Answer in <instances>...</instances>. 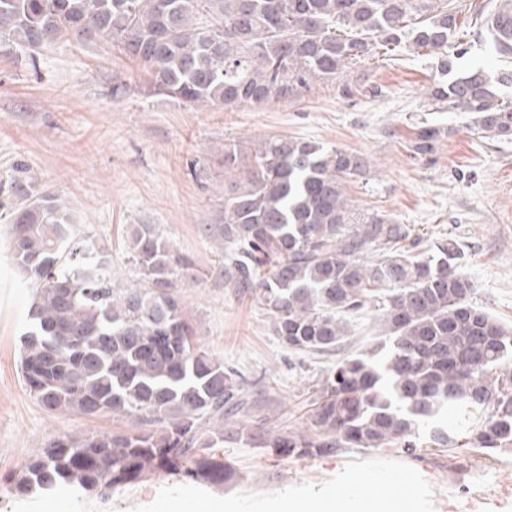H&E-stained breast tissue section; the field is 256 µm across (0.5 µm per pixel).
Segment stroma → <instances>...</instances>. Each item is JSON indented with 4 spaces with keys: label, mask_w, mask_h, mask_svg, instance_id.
Returning <instances> with one entry per match:
<instances>
[{
    "label": "stroma",
    "mask_w": 512,
    "mask_h": 512,
    "mask_svg": "<svg viewBox=\"0 0 512 512\" xmlns=\"http://www.w3.org/2000/svg\"><path fill=\"white\" fill-rule=\"evenodd\" d=\"M456 3L457 39L466 48L457 70L481 63L494 74L512 71V59L494 55L486 28L475 21L493 0ZM437 73V56L404 49L365 57L294 98L225 110L154 94L147 75L117 47L64 38L42 49L32 66L0 54V182L22 164L36 192L61 197L78 233L106 250L117 288L138 278L127 253L128 225H157L199 274L175 290L198 344L250 382L247 403L229 425L308 432L326 373L376 346L378 312L356 315L336 353L297 352L274 334L258 292L225 284L220 251L200 231L224 214V146L288 135L362 154L368 168L347 188L355 217L378 212L405 225V249L459 241L477 303L511 326L512 142L481 137L468 113L432 105L428 87ZM426 124L444 134L435 155L412 158L410 141ZM9 208L0 191V512H159L171 499L269 512L285 497L307 503L351 496L369 474L413 499L416 512H512V451L486 456L468 448L288 457L228 443L220 453L237 473L221 486L152 474L107 499L69 490L12 494L22 464L55 437L131 424L110 414H51L27 391L18 360L34 285L12 262Z\"/></svg>",
    "instance_id": "obj_1"
}]
</instances>
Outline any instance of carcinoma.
Returning a JSON list of instances; mask_svg holds the SVG:
<instances>
[{
	"instance_id": "obj_1",
	"label": "carcinoma",
	"mask_w": 512,
	"mask_h": 512,
	"mask_svg": "<svg viewBox=\"0 0 512 512\" xmlns=\"http://www.w3.org/2000/svg\"><path fill=\"white\" fill-rule=\"evenodd\" d=\"M449 0H0V52L35 65L45 46L74 34L106 41L151 75L155 93L205 106L286 100L334 79L379 48L440 54L429 98L471 115L485 137L512 140L509 75L455 72L444 49L461 28ZM495 53L512 57V0L483 20ZM440 131L423 126L410 147L435 154ZM366 158L288 135L247 154L224 144V216L204 227L224 255L225 282L259 289L288 348L330 352L350 318L378 308L381 342L329 373L313 433L224 427L244 405L245 381L195 342L173 294L191 261L154 224L128 226L141 278L118 290L94 244L76 241L67 207L13 177L12 256L35 283L19 357L30 394L50 413L112 414L124 433L60 436L29 458L11 492L112 491L147 475L222 485L233 472L214 449L246 441L288 457L344 448L512 445V328L475 301L450 239L437 251L392 249L402 224L373 213L352 221L346 186Z\"/></svg>"
}]
</instances>
